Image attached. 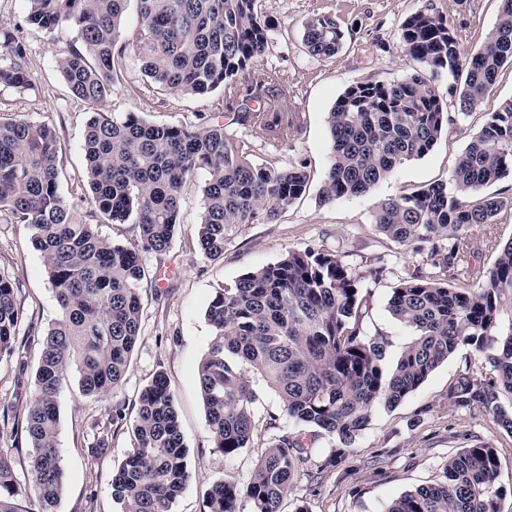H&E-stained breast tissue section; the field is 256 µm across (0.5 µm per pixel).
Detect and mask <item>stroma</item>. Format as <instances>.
<instances>
[{
  "mask_svg": "<svg viewBox=\"0 0 512 512\" xmlns=\"http://www.w3.org/2000/svg\"><path fill=\"white\" fill-rule=\"evenodd\" d=\"M259 5L277 29L246 79L255 82L270 71L278 72V109L301 117L298 132L281 153L284 159L307 162L309 188L277 223L246 225L225 244L223 256L212 261L201 255L196 241L202 212L199 185L193 182L185 187L182 224L167 255L174 273L142 290L140 335L121 385L101 401L81 393L77 374H69L61 386L58 448L66 489L56 512H121L112 498V474L134 446L140 392L160 371L170 381L190 461L189 479L174 512H203L215 482L247 484L257 461L288 419L279 397L258 375H251L255 428L249 447L232 457L213 448L197 381L199 363L212 339L205 310L217 288L277 262L288 250L326 249L365 273L370 263L381 266L379 278L366 280L371 292L367 331L382 335L387 343L385 363L395 367L413 332L391 316L392 291L404 265L418 264L430 276L436 270L426 254L414 253L382 235L372 214L384 199L447 182L456 156L479 130L484 114L512 98V65L508 64L500 69L480 109L442 132L427 155L404 162L368 195L319 206L317 194L330 148L327 117L336 100L351 84L397 80L414 68L399 48L401 22L416 11L434 7L461 32L463 51L468 54L484 44L496 22L499 0H260ZM315 13L336 16L345 30V42L333 58L311 56L302 44L303 24ZM26 15V0H0V29L21 30L33 76L32 88L25 91L0 87V122L53 125L61 144L60 190L68 200L78 202L88 192L82 144L93 108L71 93L56 63L73 33L61 27L46 34L29 26ZM231 105L220 90L183 95L160 89L130 54L102 109L138 112L159 125L199 124L228 112ZM0 270L20 283L16 294L23 313L19 336L36 344L56 321L58 306L27 225L0 223ZM37 358L33 351L23 365L0 362V454L12 459L21 480L28 476L27 440L14 438L12 427L34 394ZM468 366L480 369L481 360L470 347H459L397 406L377 407L349 448H340L335 437L320 434L282 503V512H295L300 506L308 512H386L405 492L440 480L449 455L486 442L498 450L501 482L511 485L512 435L495 425L491 416L475 418L448 409V387ZM116 406L122 410L118 420L112 417Z\"/></svg>",
  "mask_w": 512,
  "mask_h": 512,
  "instance_id": "35a3bbf8",
  "label": "stroma"
}]
</instances>
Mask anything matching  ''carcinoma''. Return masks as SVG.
Wrapping results in <instances>:
<instances>
[{
	"label": "carcinoma",
	"instance_id": "obj_1",
	"mask_svg": "<svg viewBox=\"0 0 512 512\" xmlns=\"http://www.w3.org/2000/svg\"><path fill=\"white\" fill-rule=\"evenodd\" d=\"M130 0H27V23L47 33L70 26L74 40L57 60L78 98L95 106L112 94L127 51L144 75L166 91L204 95L217 89L241 97L223 121L155 125L138 112H95L84 136L89 216L138 225L127 246L102 236L60 191L56 131L47 123L0 122V223L26 224L59 308L40 342L34 398L26 407L28 481L17 480L0 456V512H55L65 491L58 448V393L70 369L83 395L101 400L119 386L139 338L142 254L169 251L181 224L182 190L206 176L198 246L207 259L247 224H275L307 191V163L276 157L300 127L274 107L276 74L240 92L239 78L264 54L276 25L259 0H136L140 23L123 25ZM344 30L330 14L309 17V55L331 58ZM399 45L419 68L399 80H367L345 89L328 113L330 152L318 194L321 205L358 197L402 163L428 154L450 124L465 120L512 64V0H500L485 43L466 56L442 13L427 8L400 24ZM25 45L0 31V86L32 85ZM445 92H440V83ZM455 113H449V109ZM263 134L270 157L254 159ZM512 172V99L486 119L457 155L446 183L381 202L377 230L416 249L430 245L438 275L403 269L388 302L391 315L415 336L396 366L384 364L385 342L368 335L371 292L366 275L325 249H293L279 261L215 290L206 310L213 328L198 366L212 447L232 457L253 430L248 366L277 394L292 427L282 431L244 486L220 481L204 512H281L298 465L308 456L301 429L313 428L350 446L380 405L393 407L459 347L488 368L470 367L448 388V406L493 417L512 436V239L497 244L487 267L472 265V239L512 212V196L482 190ZM18 283L0 273V358H23L16 346L21 314ZM135 445L112 476L122 512H174L189 477L187 449L164 372L139 397ZM497 448L482 443L448 457L445 482L408 491L387 512H500Z\"/></svg>",
	"mask_w": 512,
	"mask_h": 512
}]
</instances>
